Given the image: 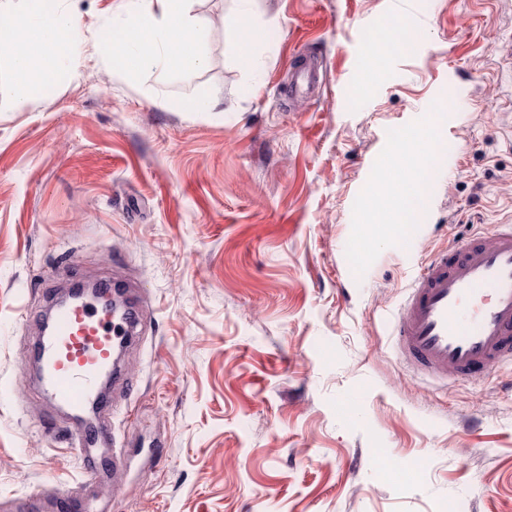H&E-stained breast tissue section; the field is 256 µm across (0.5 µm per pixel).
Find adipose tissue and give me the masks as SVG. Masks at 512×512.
<instances>
[{"label": "adipose tissue", "instance_id": "adipose-tissue-1", "mask_svg": "<svg viewBox=\"0 0 512 512\" xmlns=\"http://www.w3.org/2000/svg\"><path fill=\"white\" fill-rule=\"evenodd\" d=\"M14 24L0 34V69L8 71L21 110L34 92L56 84L83 42L78 15L67 0H0ZM192 0H115L101 28L117 73L155 72L171 81L208 64L205 32L192 16Z\"/></svg>", "mask_w": 512, "mask_h": 512}]
</instances>
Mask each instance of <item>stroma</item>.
<instances>
[{"instance_id":"35a3bbf8","label":"stroma","mask_w":512,"mask_h":512,"mask_svg":"<svg viewBox=\"0 0 512 512\" xmlns=\"http://www.w3.org/2000/svg\"><path fill=\"white\" fill-rule=\"evenodd\" d=\"M112 3L73 0L83 43L26 110L0 76V498L75 484L31 347L58 289L111 276L142 329L97 512H512V364L435 380L387 320L416 264L512 221V0H195L209 64L172 82L112 71ZM389 21L411 52L370 41ZM199 90L216 111H182ZM431 129L419 220L365 235Z\"/></svg>"}]
</instances>
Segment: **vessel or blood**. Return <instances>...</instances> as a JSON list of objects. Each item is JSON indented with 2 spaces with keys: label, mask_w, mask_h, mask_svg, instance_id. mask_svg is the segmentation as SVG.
<instances>
[{
  "label": "vessel or blood",
  "mask_w": 512,
  "mask_h": 512,
  "mask_svg": "<svg viewBox=\"0 0 512 512\" xmlns=\"http://www.w3.org/2000/svg\"><path fill=\"white\" fill-rule=\"evenodd\" d=\"M57 307L49 335L35 345L39 382L56 410L74 421L71 451L80 463V481L61 499V512H92L83 492L126 461L111 454L110 402L100 380L113 370V352L132 332L137 318L115 320L104 295ZM402 360L439 380L480 376L512 359V224L490 238L473 237L437 250L421 263L405 302L391 317ZM109 450L100 460L97 449Z\"/></svg>",
  "instance_id": "b4317fda"
}]
</instances>
